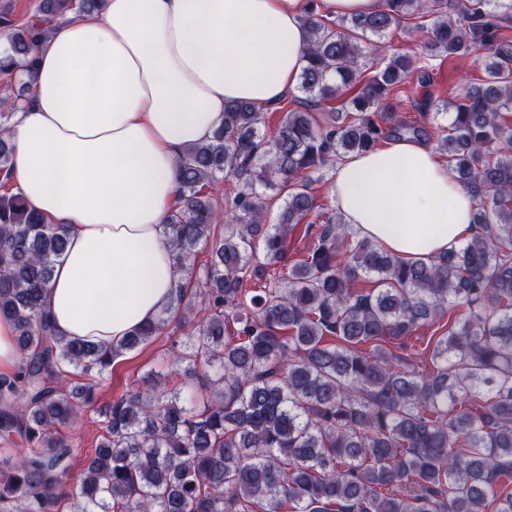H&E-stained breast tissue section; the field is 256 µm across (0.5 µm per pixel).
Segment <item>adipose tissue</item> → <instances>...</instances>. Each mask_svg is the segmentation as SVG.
Listing matches in <instances>:
<instances>
[{
    "label": "adipose tissue",
    "mask_w": 512,
    "mask_h": 512,
    "mask_svg": "<svg viewBox=\"0 0 512 512\" xmlns=\"http://www.w3.org/2000/svg\"><path fill=\"white\" fill-rule=\"evenodd\" d=\"M309 0H104L51 27L11 127L9 184L69 227L46 308L59 335L109 346L155 321L179 275L163 236L181 152L233 101L277 105L304 66ZM328 195L361 236L412 259L470 239L473 199L412 138L337 162Z\"/></svg>",
    "instance_id": "1"
}]
</instances>
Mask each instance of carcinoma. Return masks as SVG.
Here are the masks:
<instances>
[{
    "label": "carcinoma",
    "mask_w": 512,
    "mask_h": 512,
    "mask_svg": "<svg viewBox=\"0 0 512 512\" xmlns=\"http://www.w3.org/2000/svg\"><path fill=\"white\" fill-rule=\"evenodd\" d=\"M296 107L272 137L243 102L224 107L213 136L179 160L178 205L164 224L180 276L156 322L109 348L56 333L44 309L69 226L47 224L17 193L0 194V318L22 359L0 374V436L24 453L0 460V507L21 512H512V0H384L369 14L326 20L317 0ZM101 0H40L39 15L3 17L0 73L35 76L44 25ZM414 21L430 55L476 54L485 78L421 105L448 127L394 120L393 96L432 72L408 55L364 76L369 37ZM339 102L319 124L312 108ZM0 112V174L11 167ZM435 142L475 198L477 232L460 248L405 260L334 215L287 272L288 235L315 209L308 173L374 149L384 138ZM231 177L220 200L212 189ZM283 199L278 222L266 218ZM224 224V234L215 227ZM208 255L195 276L197 247ZM255 280L262 288H247ZM205 314L193 316L189 289ZM429 346L432 371L385 345L448 315ZM191 344L163 358L101 412L87 468L67 482L62 430L96 403L95 378L171 323ZM212 372V398L168 387L179 366Z\"/></svg>",
    "instance_id": "carcinoma-1"
}]
</instances>
